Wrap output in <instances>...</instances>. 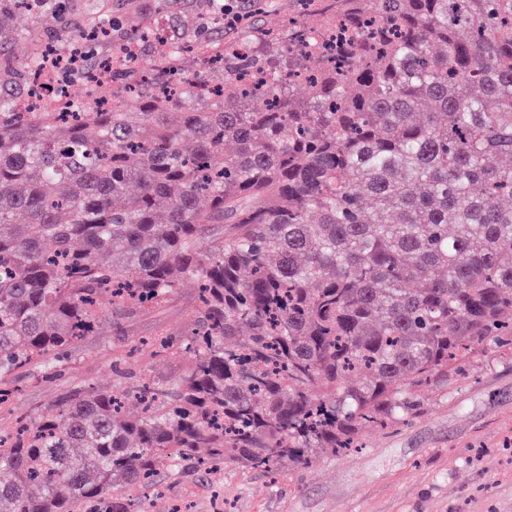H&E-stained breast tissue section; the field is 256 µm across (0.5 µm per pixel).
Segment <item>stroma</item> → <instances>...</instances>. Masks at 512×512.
Masks as SVG:
<instances>
[{
    "instance_id": "obj_1",
    "label": "stroma",
    "mask_w": 512,
    "mask_h": 512,
    "mask_svg": "<svg viewBox=\"0 0 512 512\" xmlns=\"http://www.w3.org/2000/svg\"><path fill=\"white\" fill-rule=\"evenodd\" d=\"M199 306L188 282L161 306L107 312L94 336L73 348L59 375L26 370L0 424L47 416L55 400L91 384L119 383L124 365L169 385L192 366L189 355H150L143 342L179 341ZM424 408L407 424L372 427L359 449L326 455L280 475L228 465L216 474L166 476L157 512H512V360L483 349L450 373L447 388L421 390Z\"/></svg>"
}]
</instances>
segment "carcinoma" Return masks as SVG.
<instances>
[{"label": "carcinoma", "mask_w": 512, "mask_h": 512, "mask_svg": "<svg viewBox=\"0 0 512 512\" xmlns=\"http://www.w3.org/2000/svg\"><path fill=\"white\" fill-rule=\"evenodd\" d=\"M107 2L88 33L116 44L154 23L134 0L122 28ZM308 2L323 25L298 32L341 26L330 61L291 36L264 51L277 36L257 18L213 39L224 17L204 14L181 51L142 58L175 93L93 84L67 116L21 118L7 105L41 55L9 48L37 30L67 46L75 28L69 0H0V402L95 335L102 297L124 311L199 290L175 383L89 386L0 429L10 512H144L162 462L310 466L512 344V0ZM191 53L220 76L186 71Z\"/></svg>", "instance_id": "carcinoma-1"}]
</instances>
